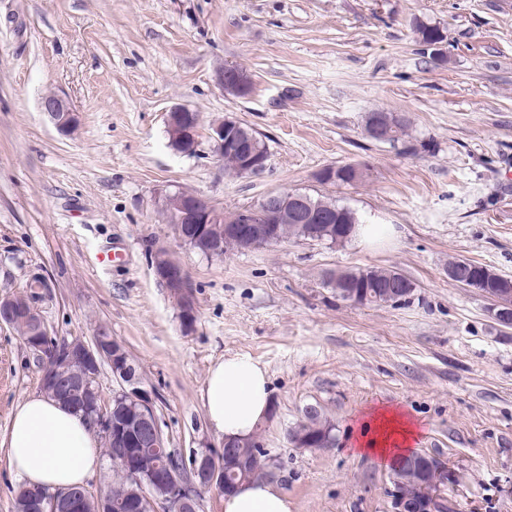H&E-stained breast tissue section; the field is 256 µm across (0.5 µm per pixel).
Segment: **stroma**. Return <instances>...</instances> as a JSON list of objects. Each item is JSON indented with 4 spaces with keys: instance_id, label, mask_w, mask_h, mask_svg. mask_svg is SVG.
<instances>
[{
    "instance_id": "obj_1",
    "label": "stroma",
    "mask_w": 512,
    "mask_h": 512,
    "mask_svg": "<svg viewBox=\"0 0 512 512\" xmlns=\"http://www.w3.org/2000/svg\"><path fill=\"white\" fill-rule=\"evenodd\" d=\"M420 24L440 28L444 60ZM227 65L251 74L250 95L225 93ZM52 93L78 116L70 135L42 109ZM178 105L202 126L256 131L265 168L225 174L205 137L195 154L174 149L165 119ZM375 110L404 117L401 142L365 134ZM347 163L366 166L358 185L318 181ZM179 189L228 213L297 190L398 236L208 258L162 209L161 191ZM160 246L197 285L192 330L154 273ZM455 257L512 278V0H0V296L42 273L51 335L121 340L181 455L221 446L203 382L244 353L268 370L264 449L292 512H392L389 463L347 439L379 407L413 422V450L456 469L451 512H512V329L449 279ZM377 268L413 283L406 301L353 304L326 282ZM39 390L29 350L0 328V439ZM311 405L334 422L335 447L290 446Z\"/></svg>"
}]
</instances>
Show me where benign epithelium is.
<instances>
[{"label": "benign epithelium", "instance_id": "1", "mask_svg": "<svg viewBox=\"0 0 512 512\" xmlns=\"http://www.w3.org/2000/svg\"><path fill=\"white\" fill-rule=\"evenodd\" d=\"M219 83L232 95L243 97L253 90V80L243 69L224 67L218 75ZM57 131L67 136L77 124V115L67 100L50 94L43 100ZM397 113L373 111L365 122V132L373 140L387 141L392 136ZM167 131L177 147L185 152L197 151L201 128L197 113L182 106L173 107L167 115ZM219 155H234L239 158L242 173L251 175L265 168L267 154L258 147L256 136L244 124L229 119L211 124L207 131ZM365 171L362 164H344L323 168L317 178L323 184L336 180V173L347 178V183L361 182ZM162 208L170 218L176 238L185 243L188 238L182 229L184 224L195 225L196 236L206 245L210 253L224 250L222 241L203 235L204 225L224 224V236L232 237L241 251L264 248L280 242L277 236L281 224H320L323 215L318 212L307 194L275 192L266 195L256 206L243 207L224 219L223 211L203 196L183 194L179 191L166 193ZM154 270L158 279L168 289L179 309L186 329H191L196 320V286L186 268L177 260L160 250L154 259ZM496 304L490 309L492 319L506 328H512V297H494ZM28 321L35 325L39 338L25 340L28 349L35 352L41 371L42 391L59 389L67 393L63 403L83 407L90 412V427L109 436L119 453H129L135 448L166 449L165 438L158 423L155 398L151 391L143 388L139 380L129 372L126 364L127 349L119 340L96 335L91 342L82 339L73 341L51 336L40 305L33 304L22 311L10 296L0 298V325L12 326L17 321ZM107 362L117 382V388L109 396L97 385L100 363ZM132 411L129 417H117L113 412L119 404ZM238 441L226 440L224 451L215 448H197L189 457L178 461L157 476L143 480L140 473L130 469L131 479L138 484L139 500L143 512H194L200 503V494L207 489H216L219 494L229 490L225 474L244 468V462L233 452ZM391 470L403 474L389 488L393 512H445L443 491L458 481L459 474L448 463L429 454H409L397 457ZM95 502L99 512H112V494L98 492L87 486L67 490L63 493L33 491L31 499L34 512H83L85 505Z\"/></svg>", "mask_w": 512, "mask_h": 512}]
</instances>
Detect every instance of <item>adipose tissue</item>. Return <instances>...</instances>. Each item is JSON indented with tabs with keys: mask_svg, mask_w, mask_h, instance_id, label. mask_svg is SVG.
I'll return each mask as SVG.
<instances>
[{
	"mask_svg": "<svg viewBox=\"0 0 512 512\" xmlns=\"http://www.w3.org/2000/svg\"><path fill=\"white\" fill-rule=\"evenodd\" d=\"M202 402L217 433L231 438L249 435L271 409L266 367L245 354L215 361L204 381ZM416 436L403 413L383 408L351 431L349 439L357 452L387 460L408 453ZM0 447L25 483L52 490L84 484L103 463L98 438L84 418L41 394L28 395L17 405ZM223 509L292 512V504L276 483L255 481L225 495Z\"/></svg>",
	"mask_w": 512,
	"mask_h": 512,
	"instance_id": "1",
	"label": "adipose tissue"
}]
</instances>
